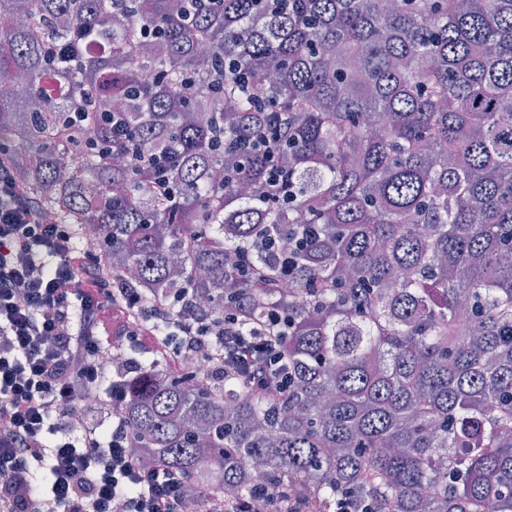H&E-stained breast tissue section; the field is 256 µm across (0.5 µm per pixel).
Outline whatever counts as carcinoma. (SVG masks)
Segmentation results:
<instances>
[{
    "instance_id": "cac0c4a2",
    "label": "carcinoma",
    "mask_w": 512,
    "mask_h": 512,
    "mask_svg": "<svg viewBox=\"0 0 512 512\" xmlns=\"http://www.w3.org/2000/svg\"><path fill=\"white\" fill-rule=\"evenodd\" d=\"M78 26L83 64L48 63ZM0 150L147 298L286 317L281 394L150 355L145 464L243 496L259 468L321 512H512V0H0Z\"/></svg>"
}]
</instances>
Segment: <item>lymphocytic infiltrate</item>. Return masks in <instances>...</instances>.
<instances>
[{"label":"lymphocytic infiltrate","instance_id":"1","mask_svg":"<svg viewBox=\"0 0 512 512\" xmlns=\"http://www.w3.org/2000/svg\"><path fill=\"white\" fill-rule=\"evenodd\" d=\"M73 240L72 225L44 217L10 152L0 151V512H112L118 501L125 512H184L186 476L146 466L120 416L137 366L108 382L100 354L122 336L144 353H164L177 374L187 344L224 371L282 391V317L269 312L248 329L235 309L204 317L184 296L150 300L110 287L106 251ZM91 394L97 403L83 405ZM257 499L297 510L260 485L246 497L201 494L200 512H253Z\"/></svg>","mask_w":512,"mask_h":512}]
</instances>
